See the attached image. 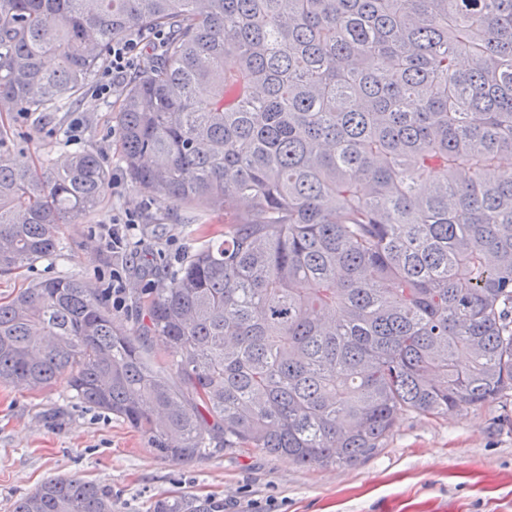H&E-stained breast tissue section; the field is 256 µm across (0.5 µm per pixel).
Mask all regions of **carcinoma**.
I'll return each mask as SVG.
<instances>
[{
	"mask_svg": "<svg viewBox=\"0 0 512 512\" xmlns=\"http://www.w3.org/2000/svg\"><path fill=\"white\" fill-rule=\"evenodd\" d=\"M160 31L121 103L124 169L235 219L196 228L131 323L73 277L1 301L0 384L66 371L173 463L305 466L375 454L401 412L511 393L512 0H0V104L67 111L112 41ZM109 183L92 149L48 172L0 151V275L55 255ZM14 512H112V492L50 478Z\"/></svg>",
	"mask_w": 512,
	"mask_h": 512,
	"instance_id": "obj_1",
	"label": "carcinoma"
}]
</instances>
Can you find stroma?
<instances>
[{
  "label": "stroma",
  "mask_w": 512,
  "mask_h": 512,
  "mask_svg": "<svg viewBox=\"0 0 512 512\" xmlns=\"http://www.w3.org/2000/svg\"><path fill=\"white\" fill-rule=\"evenodd\" d=\"M121 89L98 95L95 81L67 112H11L7 141L16 163L34 167L62 154L56 129L80 122L79 146L96 151L111 178L100 212L61 228L62 252L0 278V299L66 273L92 283L111 305L112 271L125 291L112 317L135 313L148 278L179 268L189 254L185 209L133 185L119 162ZM134 217L137 257L114 255L105 224ZM79 477L110 489L114 512H153L179 496L222 502L224 512H512V396L447 417L397 415L383 448L353 467L304 466L243 448L214 449L186 464L159 456L140 431L79 400L68 375L43 391L0 384V512L46 479Z\"/></svg>",
  "instance_id": "35a3bbf8"
}]
</instances>
